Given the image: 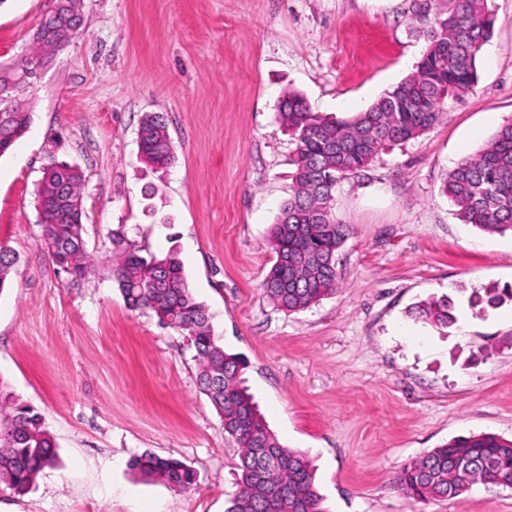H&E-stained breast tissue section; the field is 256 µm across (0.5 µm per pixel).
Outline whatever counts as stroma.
<instances>
[{"mask_svg":"<svg viewBox=\"0 0 512 512\" xmlns=\"http://www.w3.org/2000/svg\"><path fill=\"white\" fill-rule=\"evenodd\" d=\"M53 0H0V62L18 60ZM441 0H83L79 35L26 89L31 122L0 157V245L16 263L0 292V390L31 404L58 459L0 512H225L239 450L199 388L186 336L127 307L115 237L176 252L225 349L282 446L304 452L328 512H512V489L475 485L420 503L397 472L470 433L512 439V236L459 221L446 174L512 120V0H489L478 83L423 135L338 182L349 235L336 294L286 313L261 284L269 233L293 186L296 144L276 119L288 91L348 119L410 76ZM166 118L167 170L140 158L144 113ZM85 180L82 236L95 264L59 273L40 245L36 190L49 159ZM450 296L457 320L419 318ZM152 453L196 472L187 489L130 469ZM474 302L477 304H485L488 307H496L500 304L512 301V289L498 286H486L473 291Z\"/></svg>","mask_w":512,"mask_h":512,"instance_id":"obj_1","label":"stroma"}]
</instances>
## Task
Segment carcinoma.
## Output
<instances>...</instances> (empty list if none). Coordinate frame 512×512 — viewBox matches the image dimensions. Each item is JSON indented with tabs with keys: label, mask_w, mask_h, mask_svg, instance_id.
<instances>
[{
	"label": "carcinoma",
	"mask_w": 512,
	"mask_h": 512,
	"mask_svg": "<svg viewBox=\"0 0 512 512\" xmlns=\"http://www.w3.org/2000/svg\"><path fill=\"white\" fill-rule=\"evenodd\" d=\"M446 2L434 18L416 71L366 110L335 120L311 111L300 93L290 91L280 100L278 121L296 141L294 185L271 231L273 263L262 282L265 295L280 310H304L338 290L336 254L348 228L333 213L337 180L366 168L385 147L422 135L438 121L446 101L474 88L476 60L492 36L495 18L488 0ZM30 120L28 112H0V156L26 133ZM137 139L146 164H174L175 153H162L171 140L164 116L145 113ZM39 190L82 202L84 178L52 157ZM441 191L463 223L488 233H512V122L502 125L481 150L461 159ZM83 215L74 212L71 224H57L49 213L39 219L44 250L62 273L77 280L93 266L82 237ZM13 264L12 251L0 246V290ZM112 277L129 307L153 312L162 324L188 337L200 388L224 433L240 449V487L226 512H326L311 461L282 446L264 421L243 386V359L218 343L177 254H120L112 259ZM472 296L477 304L496 307L512 301V289L486 286ZM417 312L436 326L456 320L447 298L423 301ZM56 461L55 442L42 416L30 406L1 400L0 484L25 492ZM132 466L147 478L179 488L196 480L194 470L176 458L145 454ZM395 483L420 503L458 499L479 483L512 488V440L489 433L452 440L406 464Z\"/></svg>",
	"instance_id": "obj_1"
}]
</instances>
